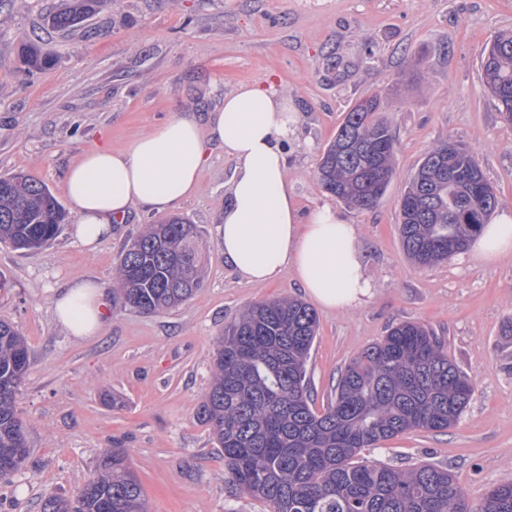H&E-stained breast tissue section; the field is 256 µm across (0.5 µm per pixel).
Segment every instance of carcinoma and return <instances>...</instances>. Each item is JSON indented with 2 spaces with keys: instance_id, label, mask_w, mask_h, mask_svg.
<instances>
[{
  "instance_id": "cac0c4a2",
  "label": "carcinoma",
  "mask_w": 512,
  "mask_h": 512,
  "mask_svg": "<svg viewBox=\"0 0 512 512\" xmlns=\"http://www.w3.org/2000/svg\"><path fill=\"white\" fill-rule=\"evenodd\" d=\"M100 0H67L48 17L60 30L80 26ZM30 70L49 64L39 47L22 51ZM484 85L512 122V34L495 37L483 61ZM378 97L360 100L324 149L323 189L358 210L376 207L395 172L396 140L380 118ZM499 204L475 154L443 140L410 178L400 201L399 236L409 259L437 265L464 252ZM68 213L46 183L22 171L0 176V244L43 247ZM202 232L174 215L129 241L116 267L114 297L125 308L156 313L177 307L203 286ZM319 328L297 299L254 304L224 327L199 420L224 453L235 490L270 512H512V481L472 504L447 468L401 469L361 456L401 434L445 431L470 403L474 381L448 357L433 330L411 321L345 366L335 396L313 409L307 361ZM30 368L24 336L0 321V476L13 474L18 449L30 455L16 398ZM41 512H146L140 481L123 449L106 453L71 499L45 498Z\"/></svg>"
}]
</instances>
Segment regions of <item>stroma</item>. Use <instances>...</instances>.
<instances>
[{
  "mask_svg": "<svg viewBox=\"0 0 512 512\" xmlns=\"http://www.w3.org/2000/svg\"><path fill=\"white\" fill-rule=\"evenodd\" d=\"M66 0H5L0 7V174L45 182L68 219L43 248H0V320L25 337L31 365L18 395L31 445L27 466L0 478L5 512H40L72 497L106 452L127 450L148 512H268L232 495L224 457L197 408L216 340L245 307L303 298L293 274L251 283L229 268L217 228L234 164L211 148L198 188L174 212L200 226L205 279L189 301L161 313L108 307L98 335L70 336L53 317L59 288L91 280L112 290L118 256L158 213L137 207L88 250L64 178L87 153L128 149L180 111L208 114L242 83L274 84L297 119L288 181L300 216L324 206L357 224L371 295L349 311L317 309L307 363L316 410L350 359L403 321L432 327L475 383L453 428L413 431L363 449L398 468L447 467L471 503L512 479V258L455 255L421 268L404 253L399 201L439 140L474 148L501 208L512 210V123L487 92L482 57L512 32V0H102L70 31L45 18ZM51 58L21 64L23 43ZM381 98L396 139V173L379 204L358 210L317 179L322 153L361 98Z\"/></svg>",
  "mask_w": 512,
  "mask_h": 512,
  "instance_id": "stroma-1",
  "label": "stroma"
}]
</instances>
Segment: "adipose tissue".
I'll return each instance as SVG.
<instances>
[{"mask_svg": "<svg viewBox=\"0 0 512 512\" xmlns=\"http://www.w3.org/2000/svg\"><path fill=\"white\" fill-rule=\"evenodd\" d=\"M296 117L274 86L243 84L224 98L208 127L191 112L173 115L131 149L100 148L69 171L65 191L76 207L75 234L88 248L110 236L112 223L132 207L164 213L192 195L213 140L235 163L218 235L224 262L250 282L293 273L320 307L350 310L371 285L355 225L330 207L301 223L288 183L284 146ZM472 259L512 256V211H501L469 244ZM109 297L104 288L76 282L59 290L56 321L75 337L99 333Z\"/></svg>", "mask_w": 512, "mask_h": 512, "instance_id": "adipose-tissue-1", "label": "adipose tissue"}]
</instances>
